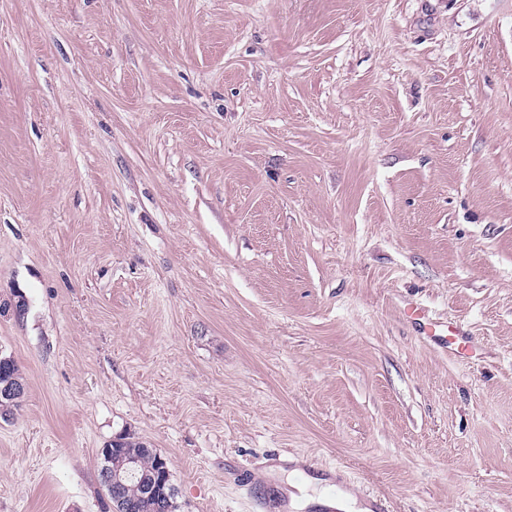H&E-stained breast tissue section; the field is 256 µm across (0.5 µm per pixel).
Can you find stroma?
<instances>
[{"label":"stroma","instance_id":"1","mask_svg":"<svg viewBox=\"0 0 512 512\" xmlns=\"http://www.w3.org/2000/svg\"><path fill=\"white\" fill-rule=\"evenodd\" d=\"M0 355V512H512V0H0ZM8 372L15 375L16 378H22L19 374V369L17 365L11 361L8 366ZM15 377H8L5 372H3L0 376V401L1 405L6 407V412H9L11 407L15 405V401H9L13 400L15 398L19 399L21 398L22 394L24 393V384L21 380L16 379ZM9 399V400H4ZM121 442L117 438L112 440L113 443H118L115 446L110 442L107 448H122L123 456H132L138 459L137 471L135 475H130L125 481V495L130 501L138 502L141 500L142 485L140 478L144 473L154 474L145 480V489L149 495H152L158 485L165 484L169 475V468L166 459L161 458L160 453L156 449L147 448L143 442L134 440L133 437L121 436ZM158 456H161L158 458ZM159 461L158 470L156 464ZM300 470L294 468L289 475L291 485L298 494L290 493V506L293 509H304L310 506L317 508H334L340 512H370L368 508H357L356 500L349 494L338 493L336 497L329 494L331 483L327 479L309 478L303 482L294 481ZM323 485V486H322Z\"/></svg>","mask_w":512,"mask_h":512}]
</instances>
